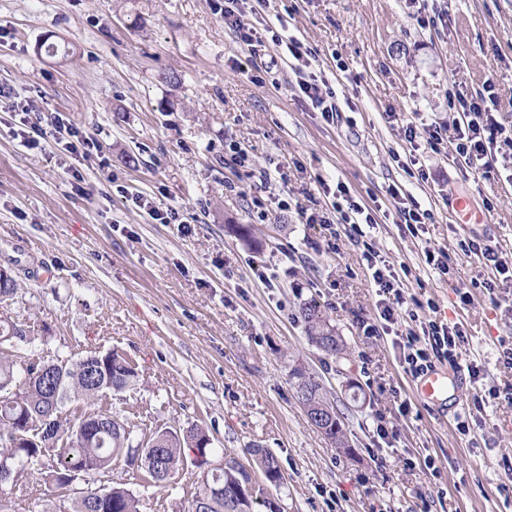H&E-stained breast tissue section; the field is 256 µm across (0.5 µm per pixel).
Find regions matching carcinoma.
<instances>
[{
	"mask_svg": "<svg viewBox=\"0 0 512 512\" xmlns=\"http://www.w3.org/2000/svg\"><path fill=\"white\" fill-rule=\"evenodd\" d=\"M17 278L0 277V308H8L17 296ZM299 315L306 324L308 339L327 357L346 353V347L330 324L321 306L314 300L299 306ZM0 460L13 461L14 489L24 492L21 474L37 471L54 488H62L78 474L112 472V462L121 455L137 464L144 478L157 485H166L178 471L187 455L195 454L194 462L203 465L211 456V439L197 425L180 429H162L147 438H137L133 427L98 407L105 394L120 393L136 385L140 374L121 351L92 352L77 360L67 358L45 361L36 357L33 340L25 324L8 315H0ZM298 402L307 418L321 413L324 424L315 427L338 448L346 447L343 413L327 397L322 379L299 367L292 370ZM77 404L75 412L63 414V408ZM252 466L266 483L278 487L283 483L277 457L256 446L250 450ZM246 466L221 472L210 483H197L187 512H254L257 499H224L222 488L249 479ZM105 498L99 506L87 498L70 499L69 512H139V499L122 484L103 488Z\"/></svg>",
	"mask_w": 512,
	"mask_h": 512,
	"instance_id": "obj_1",
	"label": "carcinoma"
}]
</instances>
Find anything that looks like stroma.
Listing matches in <instances>:
<instances>
[{
  "label": "stroma",
  "instance_id": "35a3bbf8",
  "mask_svg": "<svg viewBox=\"0 0 512 512\" xmlns=\"http://www.w3.org/2000/svg\"><path fill=\"white\" fill-rule=\"evenodd\" d=\"M213 3L0 0V266L31 271L9 316L47 360L127 352L141 380L102 405L138 432L198 425L215 456L243 462L251 445L270 449L285 481L254 483L281 512H512V405L475 407L463 369L455 411L420 401L370 272L409 270L396 329L412 328L415 302L433 301L464 331L461 360L477 363L484 388L512 384L500 360L512 347V280L466 251L489 245L512 260V162L477 173L455 151L411 154L402 141L409 124L452 127L450 91L489 80L499 121L512 125V0H428L421 15L411 0H265L251 23L311 49L336 94L331 121L281 59L256 79ZM47 36L56 54L41 50ZM20 103L45 128L62 115L95 148L21 146ZM237 146L272 185L234 163ZM413 158L422 175L406 171ZM339 184L375 221L331 245L300 213ZM392 185L430 213L418 235L390 203ZM137 193L176 208L178 223L136 207ZM462 196L486 223H455ZM429 249L447 253L449 273L426 264ZM310 299L348 359L308 341L298 308ZM298 364L343 412L348 450L305 416L290 378ZM461 421L473 433L460 434ZM197 476L188 461L153 486L122 457L111 473L140 512L187 506Z\"/></svg>",
  "mask_w": 512,
  "mask_h": 512
}]
</instances>
